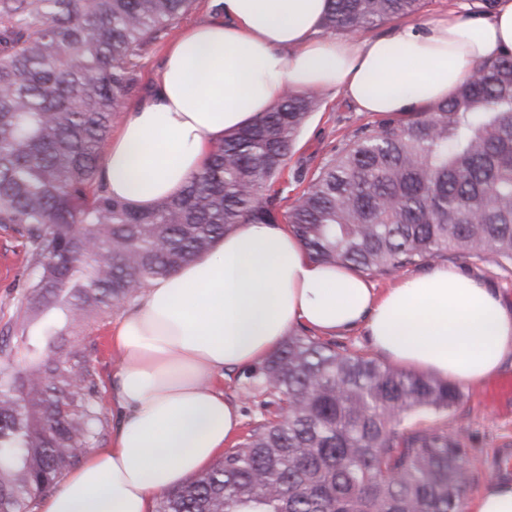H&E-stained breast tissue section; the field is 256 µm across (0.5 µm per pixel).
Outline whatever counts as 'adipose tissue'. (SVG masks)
I'll use <instances>...</instances> for the list:
<instances>
[{
  "label": "adipose tissue",
  "instance_id": "obj_1",
  "mask_svg": "<svg viewBox=\"0 0 512 512\" xmlns=\"http://www.w3.org/2000/svg\"><path fill=\"white\" fill-rule=\"evenodd\" d=\"M327 6L218 0L219 20L174 41L153 96L105 147L112 196L147 209L179 194L225 135L287 92L337 90L361 112H411L512 53V0L350 40L321 36ZM297 324L322 335L364 326L393 365L450 383L482 382L512 353V308L479 280L438 266L380 294L347 264L311 260L286 224L240 225L153 280L112 328L120 424L39 512H153L156 495L208 468L239 430L214 378L265 359Z\"/></svg>",
  "mask_w": 512,
  "mask_h": 512
}]
</instances>
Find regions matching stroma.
<instances>
[{
    "label": "stroma",
    "mask_w": 512,
    "mask_h": 512,
    "mask_svg": "<svg viewBox=\"0 0 512 512\" xmlns=\"http://www.w3.org/2000/svg\"><path fill=\"white\" fill-rule=\"evenodd\" d=\"M166 51L165 44L152 46L141 57L137 69L135 89L124 101L132 106L145 101L161 71ZM322 107L312 113L288 159V166L278 180L281 207H288L302 189L296 182V173L311 175L329 156L332 148L345 140L360 125L373 122L374 117L356 108L339 93L321 97ZM26 269V237L13 224H0V338L8 339L15 359H24L25 345L20 337L10 335L17 306L18 284ZM120 312L104 315L96 322L80 329L76 343L81 344L90 365L97 374L99 404L104 414H111L112 380L119 360L118 352L110 342V330L120 319ZM512 378V357L501 370L479 385H462L460 405L448 414V428L459 434L467 452L474 475L473 490H480L491 478L512 480V470L500 469L498 458L512 453V392L502 393L488 400L484 391L497 382Z\"/></svg>",
    "instance_id": "obj_1"
}]
</instances>
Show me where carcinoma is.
<instances>
[{
    "mask_svg": "<svg viewBox=\"0 0 512 512\" xmlns=\"http://www.w3.org/2000/svg\"><path fill=\"white\" fill-rule=\"evenodd\" d=\"M195 0H0V224L27 236L12 332L0 342V512H34L104 436L94 369L55 340L135 301L239 224L289 225L308 254L391 275L438 258L512 266V54L477 64L447 100L352 131L288 211L274 183L321 101L288 92L230 134L182 192L148 209L100 178L137 59ZM349 37L421 0H330ZM60 306L67 325L52 310ZM277 412L210 468L160 494L156 512H462L474 477L448 411L451 383L288 336L246 373ZM438 422L420 427L415 419Z\"/></svg>",
    "mask_w": 512,
    "mask_h": 512,
    "instance_id": "carcinoma-1",
    "label": "carcinoma"
}]
</instances>
